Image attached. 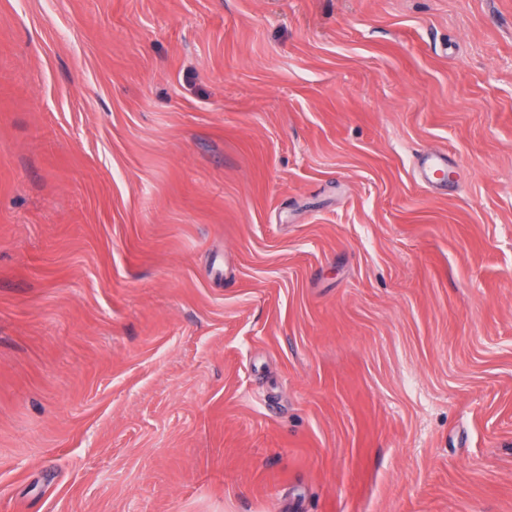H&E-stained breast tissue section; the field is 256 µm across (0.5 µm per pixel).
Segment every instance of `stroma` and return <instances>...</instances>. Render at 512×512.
<instances>
[{
	"instance_id": "1",
	"label": "stroma",
	"mask_w": 512,
	"mask_h": 512,
	"mask_svg": "<svg viewBox=\"0 0 512 512\" xmlns=\"http://www.w3.org/2000/svg\"><path fill=\"white\" fill-rule=\"evenodd\" d=\"M0 512H512V0H0ZM448 163V156L443 155H427L423 156L419 162L418 175L422 182L432 183L440 172H444Z\"/></svg>"
}]
</instances>
